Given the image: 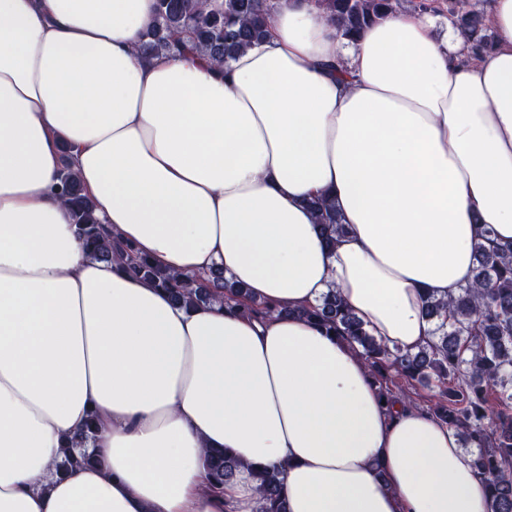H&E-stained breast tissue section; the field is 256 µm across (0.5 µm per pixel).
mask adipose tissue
<instances>
[{"mask_svg": "<svg viewBox=\"0 0 512 512\" xmlns=\"http://www.w3.org/2000/svg\"><path fill=\"white\" fill-rule=\"evenodd\" d=\"M155 0H0V512H490L455 431L383 400L347 341L296 311L336 288L414 352L427 296L474 279L483 227L512 244V0L495 42L396 10L352 38L315 0L218 69L143 59ZM153 265L212 268L281 306L192 309L89 256L63 165ZM336 203L335 246L309 199ZM88 458L63 459L89 420ZM240 461L211 489L209 449ZM281 475V471L275 468H265L256 473L262 502L260 512H288L287 502L281 492Z\"/></svg>", "mask_w": 512, "mask_h": 512, "instance_id": "ef3b65f1", "label": "adipose tissue"}]
</instances>
